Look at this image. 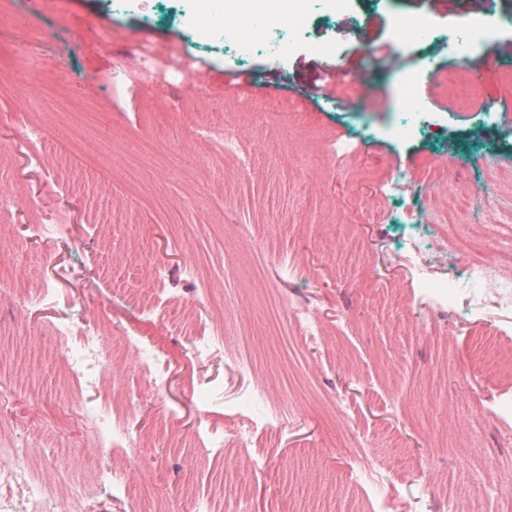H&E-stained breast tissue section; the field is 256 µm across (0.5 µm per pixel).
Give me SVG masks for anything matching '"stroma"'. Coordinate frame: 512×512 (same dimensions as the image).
I'll list each match as a JSON object with an SVG mask.
<instances>
[{
	"mask_svg": "<svg viewBox=\"0 0 512 512\" xmlns=\"http://www.w3.org/2000/svg\"><path fill=\"white\" fill-rule=\"evenodd\" d=\"M7 14L23 17L32 35L21 72L13 36L0 29V191L17 202L0 231V274L35 286L54 266L74 272L25 322L0 293V358L14 359L0 371V442L29 436L34 479L52 494L72 486L82 512H139L144 500L186 512L188 497L221 494L216 474L228 465L250 485L243 512H347L356 499L365 512H471L485 486L494 512L512 505V485L495 482L496 470L512 467V430L481 414L512 401V379L475 364L479 325L462 306L435 304L412 280L416 258L436 278L461 275L435 257L439 227L425 213L434 189L417 187L405 200L424 213L420 224L383 220L392 204L381 194L394 172L442 160L452 198L482 183L486 167L512 168V121L496 108L512 101V38L496 42L461 110L448 45L461 18L448 0H344L336 22L318 0L287 29L290 47L277 56L250 42L225 48L222 0H0ZM399 17L436 30L422 45L399 46ZM161 41L167 55L145 69L130 63ZM426 58L431 74L404 86L400 71ZM339 61L351 80L331 79L332 98L311 94ZM229 78L239 90L226 87ZM416 101L429 125L398 136ZM21 112L37 117L41 137L20 135ZM231 135L248 174L218 155V140ZM339 137L362 139L361 155L331 152ZM33 196L44 212L30 210ZM51 211L67 214L70 227L49 247L31 227ZM460 223L471 235L495 225L512 249V188L475 199ZM190 265L199 278L185 276ZM173 295L223 301L226 354H189L163 319ZM90 298L113 335L164 352L163 389L126 351L114 358V389L94 377L69 381L49 324L81 317ZM290 301L319 313L325 338L295 342L283 309ZM447 334L456 344L443 369L432 339ZM240 350L255 374L237 372ZM257 385L288 416L270 447L242 445L195 466L193 449L169 447L198 424L223 432ZM96 396L132 398L131 429L144 445L119 499L94 477L111 459L88 450L69 411ZM58 437L85 449L80 466L48 456ZM358 447L378 470L376 488L355 478ZM461 462L467 495L450 503L433 495L432 480Z\"/></svg>",
	"mask_w": 512,
	"mask_h": 512,
	"instance_id": "1",
	"label": "stroma"
}]
</instances>
